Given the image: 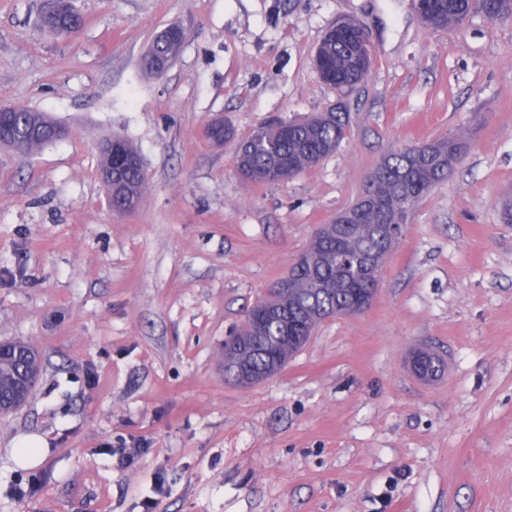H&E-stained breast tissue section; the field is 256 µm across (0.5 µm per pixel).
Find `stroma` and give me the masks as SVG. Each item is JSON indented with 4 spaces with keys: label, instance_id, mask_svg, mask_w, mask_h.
<instances>
[{
    "label": "stroma",
    "instance_id": "stroma-1",
    "mask_svg": "<svg viewBox=\"0 0 512 512\" xmlns=\"http://www.w3.org/2000/svg\"><path fill=\"white\" fill-rule=\"evenodd\" d=\"M74 40L43 0H0V105L67 130L29 158L0 146V341L43 371L0 415V512H512V19L426 27L413 0H75ZM341 18L368 30V79L343 92L312 63ZM167 75L143 72L171 24ZM347 139L284 184H255L238 137L331 107ZM469 138L417 205L372 306L325 321L277 374L224 377V342L314 230L355 201L395 147ZM127 139L143 199L118 213L99 143ZM427 347L444 373L419 378ZM44 440L17 465L18 437ZM145 447L131 467L110 451ZM36 483L31 497L16 485Z\"/></svg>",
    "mask_w": 512,
    "mask_h": 512
}]
</instances>
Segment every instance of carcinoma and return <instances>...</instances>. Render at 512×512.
Wrapping results in <instances>:
<instances>
[{"label":"carcinoma","mask_w":512,"mask_h":512,"mask_svg":"<svg viewBox=\"0 0 512 512\" xmlns=\"http://www.w3.org/2000/svg\"><path fill=\"white\" fill-rule=\"evenodd\" d=\"M421 18L433 16L437 27H456L473 9V0H416ZM489 18H512V0H489ZM372 58H363L356 35L338 32L325 41L322 80L334 89H351L364 82L370 74ZM16 135L23 138L31 153L44 142L33 137L35 127H47L54 119L47 112L13 106ZM348 115L336 109L316 114L304 120L280 121L253 130L239 145L236 168L242 177L254 183H284L322 159L336 152L347 137ZM430 158L409 156L416 148L406 144L391 151L379 166L376 179L365 186L362 194L348 207L355 220L339 235L336 225L323 233L321 239L311 238L303 256L317 260L299 270L291 268L283 280L289 287L272 297V303L282 313L270 318L258 338L244 339L246 362L255 370L270 375L281 370L290 359L288 337L314 333L327 318L342 314L351 300L368 295L375 287V279L362 272L347 271L344 260L375 254L383 257L395 247L417 204L430 190L448 178L457 164L455 155L448 151V138L431 142ZM142 167H129L121 174L112 189V208L126 211L135 208L143 195ZM399 225L395 239L389 240L382 232L384 225ZM0 354V402L20 408L26 402L24 381L41 371L38 352L28 343L15 340L6 343ZM413 368L423 377L434 376L443 368L440 358L419 350L413 356Z\"/></svg>","instance_id":"carcinoma-1"}]
</instances>
